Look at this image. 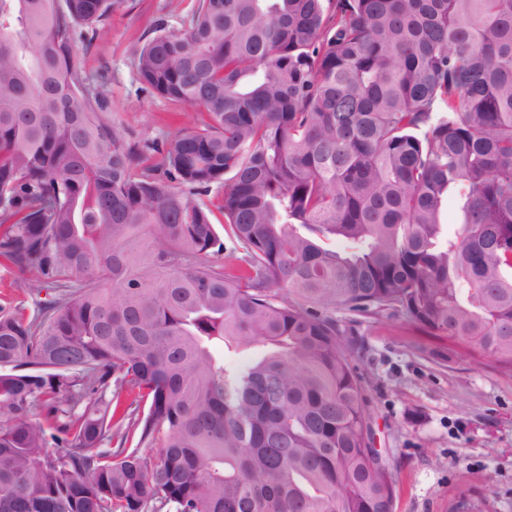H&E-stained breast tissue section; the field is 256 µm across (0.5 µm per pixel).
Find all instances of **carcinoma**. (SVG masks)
I'll use <instances>...</instances> for the list:
<instances>
[{
	"label": "carcinoma",
	"mask_w": 512,
	"mask_h": 512,
	"mask_svg": "<svg viewBox=\"0 0 512 512\" xmlns=\"http://www.w3.org/2000/svg\"><path fill=\"white\" fill-rule=\"evenodd\" d=\"M124 2L0 0V512H393L336 314L512 373V0H197L162 146L74 63ZM14 278L13 271L0 266V307L10 310L25 308V311L29 313L31 299L13 288Z\"/></svg>",
	"instance_id": "carcinoma-1"
}]
</instances>
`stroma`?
<instances>
[{"instance_id":"obj_1","label":"stroma","mask_w":512,"mask_h":512,"mask_svg":"<svg viewBox=\"0 0 512 512\" xmlns=\"http://www.w3.org/2000/svg\"><path fill=\"white\" fill-rule=\"evenodd\" d=\"M196 0H126L103 35L76 41L75 62L132 139L166 140L183 112L147 90L134 52L155 25L181 28ZM353 355L370 443L395 479L393 512H512V375L477 365L443 339L384 312L358 327Z\"/></svg>"}]
</instances>
